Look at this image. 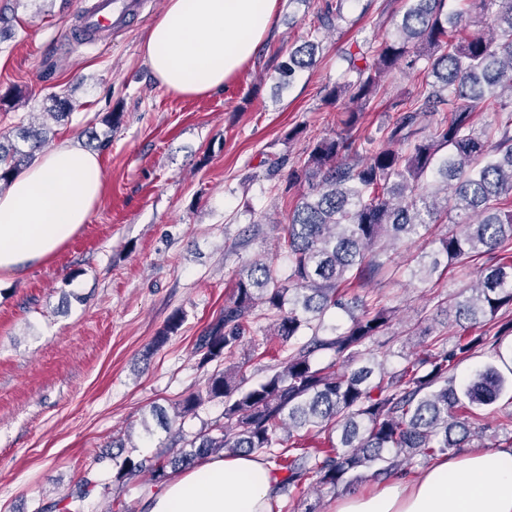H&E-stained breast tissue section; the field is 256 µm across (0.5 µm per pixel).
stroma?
Masks as SVG:
<instances>
[{
    "mask_svg": "<svg viewBox=\"0 0 512 512\" xmlns=\"http://www.w3.org/2000/svg\"><path fill=\"white\" fill-rule=\"evenodd\" d=\"M163 0L107 41L79 39L83 0H0V96L23 92V109L44 112L55 93L75 109L55 125V142L87 148V129L119 112L121 125L100 153L103 196L79 233L43 262L0 279V512H38L87 475L107 486L84 512H140L147 482L118 485L112 439L135 426L128 454H153L168 434L153 407L173 414L213 371L194 353L221 314L241 267L279 248L295 195L288 171L316 139L336 132V105L325 95L346 52L391 36L401 0H344L338 29L314 31L325 0H279L270 35L225 86L202 98H176L153 78L140 46ZM317 34L315 68L291 84L278 68L292 47ZM419 83L394 71L362 113L363 135L394 123L396 101ZM446 225H431L400 248L394 276L355 295L394 309L370 350L387 367L414 357L424 329L447 333L448 302L467 281L454 265L441 277H414ZM179 332L159 349L151 342L167 320ZM267 320L235 351L249 382L262 380Z\"/></svg>",
    "mask_w": 512,
    "mask_h": 512,
    "instance_id": "stroma-1",
    "label": "stroma"
}]
</instances>
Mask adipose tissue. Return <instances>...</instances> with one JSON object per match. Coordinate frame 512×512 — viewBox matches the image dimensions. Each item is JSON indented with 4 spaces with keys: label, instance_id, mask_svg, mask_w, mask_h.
Returning a JSON list of instances; mask_svg holds the SVG:
<instances>
[{
    "label": "adipose tissue",
    "instance_id": "obj_1",
    "mask_svg": "<svg viewBox=\"0 0 512 512\" xmlns=\"http://www.w3.org/2000/svg\"><path fill=\"white\" fill-rule=\"evenodd\" d=\"M279 0H166L141 47L169 94L223 90L268 36ZM97 153L61 144L0 187V277L49 258L99 205ZM280 480L254 454L214 457L150 491L142 512H270ZM336 512H512V446L449 456L411 481L339 501Z\"/></svg>",
    "mask_w": 512,
    "mask_h": 512
}]
</instances>
